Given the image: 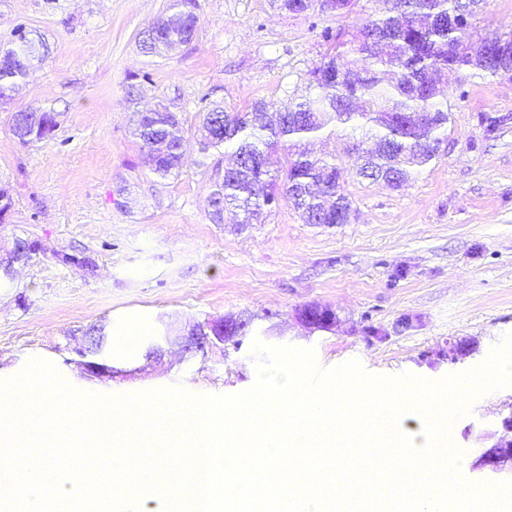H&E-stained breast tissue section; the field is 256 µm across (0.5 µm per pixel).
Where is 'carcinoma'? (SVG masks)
I'll return each mask as SVG.
<instances>
[{
	"instance_id": "1",
	"label": "carcinoma",
	"mask_w": 512,
	"mask_h": 512,
	"mask_svg": "<svg viewBox=\"0 0 512 512\" xmlns=\"http://www.w3.org/2000/svg\"><path fill=\"white\" fill-rule=\"evenodd\" d=\"M384 9L346 33L325 27L327 53L305 73L316 97L288 98L281 106L263 101L245 110L213 106L203 113L200 152L230 146L233 173L210 197L212 220L224 222V209H235L237 224H250L284 198L306 224H347L351 202L344 194L342 157L314 155L302 145L332 125L359 129L373 141L346 147L360 175L399 188L421 167L440 157L448 139L449 111L439 101L438 82L450 69L472 67L492 77L512 78V53L499 56L490 43L503 36L473 39L470 30L448 27L457 0H383ZM280 9L306 14L315 0H280ZM196 0H168L164 14L145 31L147 50L172 49L192 40ZM17 45L0 52L15 64L0 68V99L27 77L48 52L45 38L16 29ZM57 127L54 113L21 110L12 117L14 136L24 145L40 141ZM135 136L149 170L166 177L183 165L184 129L165 106L139 114ZM284 152L275 169L270 159Z\"/></svg>"
}]
</instances>
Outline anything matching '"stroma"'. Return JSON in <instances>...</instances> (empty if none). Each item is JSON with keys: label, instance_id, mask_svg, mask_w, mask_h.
<instances>
[{"label": "stroma", "instance_id": "35a3bbf8", "mask_svg": "<svg viewBox=\"0 0 512 512\" xmlns=\"http://www.w3.org/2000/svg\"><path fill=\"white\" fill-rule=\"evenodd\" d=\"M167 3L0 0V50L15 46L20 25L49 46L0 103V188L11 199L0 239L39 247L0 287V382L38 358L81 392L232 395L256 382L257 340L313 350L323 369L356 360L375 375L430 382L484 362L512 334V80L449 73L442 155L401 189L362 178L344 159L350 223L306 224L282 201L260 223L217 224L208 198L232 157L227 148L199 154L201 112L215 102L281 104L304 91L326 50L312 23L352 31L379 2L315 19L273 0H198L192 41L147 52L141 34ZM471 23L482 37L512 32V0H485ZM160 103L186 138L184 166L164 179L145 165L132 129L134 112ZM25 108L57 113L52 135L20 143L11 118ZM485 115L499 118L496 131H486ZM308 307L329 309L334 323L305 325ZM229 317L251 324L206 356L147 360L159 337ZM93 325L108 334L115 369L100 380L84 377L71 341ZM510 415L505 387L456 419L467 485L512 482L510 470L475 466Z\"/></svg>", "mask_w": 512, "mask_h": 512}]
</instances>
